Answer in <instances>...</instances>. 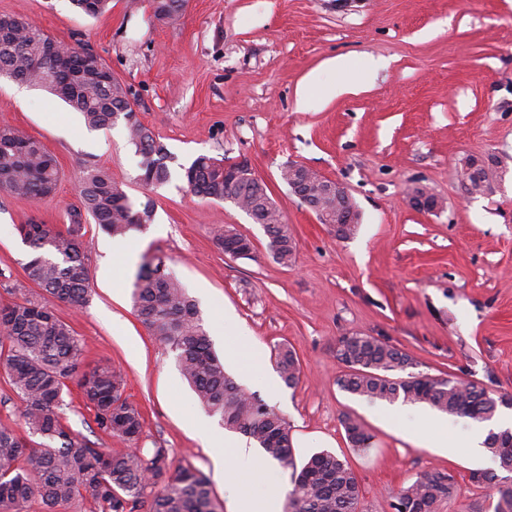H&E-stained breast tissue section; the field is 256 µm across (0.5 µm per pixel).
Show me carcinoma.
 Segmentation results:
<instances>
[{"label": "carcinoma", "instance_id": "cac0c4a2", "mask_svg": "<svg viewBox=\"0 0 512 512\" xmlns=\"http://www.w3.org/2000/svg\"><path fill=\"white\" fill-rule=\"evenodd\" d=\"M72 3L92 17L108 6V0ZM48 41L33 24L0 17V77L47 88L80 113L90 128L114 125V114L128 107L129 87L92 49L71 46L52 53L44 48ZM128 116V138L140 157V182L146 187L167 183L171 170L166 148L134 113ZM59 177L57 164L41 141L17 127L0 128L1 192L39 201L54 192ZM184 179L193 196L224 199V159L199 155L184 168ZM236 195L250 209L252 220L264 228L272 258L290 265L295 258L294 238L281 215L265 210L267 185L255 182ZM80 198L81 207L70 212V223L63 228L35 217L18 227L29 248L20 265L46 298L0 304V357L22 403L24 428L21 432L0 423V512H20L35 500L44 512H70L77 501L87 503L88 512H136L145 505L149 512H215L210 482L200 470L187 465L171 471L165 449L156 448L147 456L133 448L144 422L138 408L122 398V373L106 365L84 368V344L54 312V300L78 309L88 301L86 219L113 237L142 230L154 220L151 201L137 206L129 202L121 185L94 166L81 171ZM214 242L235 258L251 254L245 237L230 228L217 232ZM133 299L140 322L171 343L202 407L224 428L246 435L265 456L292 470L286 512H363L361 486L347 461L321 451L297 464L290 424L247 395L227 373L224 361L212 350L194 301L167 272L162 258L142 265ZM341 342L345 358L355 365L347 368L339 385L352 395L389 403L401 398L479 422L491 419L505 404V397L496 398L483 387L453 377L392 376L405 370L410 356L376 336L355 334ZM276 364L288 385L299 381L300 363L291 349L279 348ZM71 380L77 381L94 410L98 429L124 443L125 449L98 448L63 421V392ZM342 426L352 446H368L370 436L358 419L346 415ZM35 436L42 442L33 444ZM485 449L492 459L512 463V430L490 432ZM471 480L496 491L494 512H512V485H504L496 471H476ZM454 490L451 475L425 471L400 490L395 512H440Z\"/></svg>", "mask_w": 512, "mask_h": 512}]
</instances>
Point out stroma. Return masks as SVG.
<instances>
[{
  "instance_id": "1",
  "label": "stroma",
  "mask_w": 512,
  "mask_h": 512,
  "mask_svg": "<svg viewBox=\"0 0 512 512\" xmlns=\"http://www.w3.org/2000/svg\"><path fill=\"white\" fill-rule=\"evenodd\" d=\"M0 16L38 26L52 40L82 41L130 86L138 120L164 144L172 176L145 188L124 121L86 128L39 87L0 79V126L24 129L55 158L60 179L42 201L0 191V303L38 296L21 266L17 231L34 215L68 223L80 207L79 175L101 168L133 203L153 200L152 224L130 232L129 265L112 263V238L86 222L91 293L82 309L55 311L84 344L85 361L111 364L144 419L137 445L164 448L170 468L192 465L210 480L218 512H247L193 423L218 426L182 377L176 354L136 317L141 264L161 257L194 300L217 354L248 393L291 425L297 462L329 450L346 458L365 512H394L418 473L453 476L441 512H493V490L474 484L462 440L435 432L403 401L371 402L343 391L336 357L344 336H378L406 352L410 373L453 376L512 396V0H188L174 25L155 22L147 0H110L102 15L71 0H0ZM305 108H298V99ZM247 159L267 182L296 242L292 265L276 262L261 225L229 202L192 196L183 166L198 155ZM492 155L504 176L493 194L466 197L458 166ZM302 164L343 183L358 210L356 233L337 238L282 182ZM421 186L443 207L405 201ZM251 240L250 258L217 249L224 227ZM301 364L288 386L275 353ZM270 387H262L260 378ZM69 425L102 448V433L76 382L63 393ZM370 434L352 447L341 420Z\"/></svg>"
}]
</instances>
